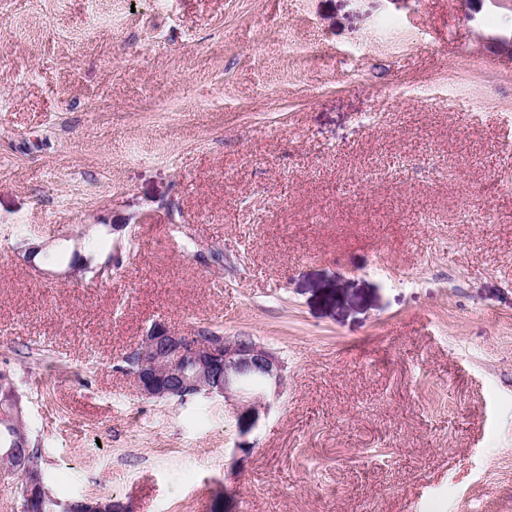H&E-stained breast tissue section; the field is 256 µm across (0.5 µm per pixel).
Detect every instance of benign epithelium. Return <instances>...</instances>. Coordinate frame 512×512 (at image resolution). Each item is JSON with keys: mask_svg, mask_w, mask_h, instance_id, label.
Returning <instances> with one entry per match:
<instances>
[{"mask_svg": "<svg viewBox=\"0 0 512 512\" xmlns=\"http://www.w3.org/2000/svg\"><path fill=\"white\" fill-rule=\"evenodd\" d=\"M485 43L512 55V29L484 36ZM143 395L148 398L183 399L187 388L197 381L207 382L206 393L229 400L244 393L250 378L261 381V388L280 395L285 384L284 365L276 352L249 336H200L192 332L172 331L162 323L154 324L140 349L138 369L129 372ZM24 469L27 491L23 512H35L38 493L43 486L40 472L28 465ZM83 512H129L128 506L112 499H86Z\"/></svg>", "mask_w": 512, "mask_h": 512, "instance_id": "obj_1", "label": "benign epithelium"}]
</instances>
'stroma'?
I'll return each instance as SVG.
<instances>
[{
    "instance_id": "35a3bbf8",
    "label": "stroma",
    "mask_w": 512,
    "mask_h": 512,
    "mask_svg": "<svg viewBox=\"0 0 512 512\" xmlns=\"http://www.w3.org/2000/svg\"><path fill=\"white\" fill-rule=\"evenodd\" d=\"M506 25L0 0V367L58 497L512 512V57L477 38ZM158 321L267 344L283 393L146 398L115 364Z\"/></svg>"
}]
</instances>
